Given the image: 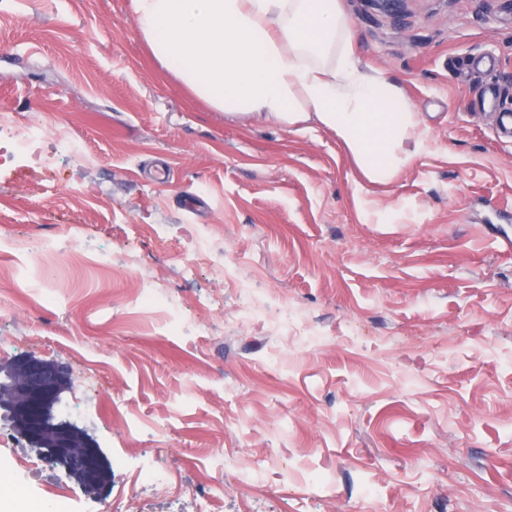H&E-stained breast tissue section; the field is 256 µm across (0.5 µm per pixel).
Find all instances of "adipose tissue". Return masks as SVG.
<instances>
[{
  "instance_id": "1",
  "label": "adipose tissue",
  "mask_w": 512,
  "mask_h": 512,
  "mask_svg": "<svg viewBox=\"0 0 512 512\" xmlns=\"http://www.w3.org/2000/svg\"><path fill=\"white\" fill-rule=\"evenodd\" d=\"M154 58L219 111L332 132L372 184L390 183L425 133L397 86L353 56L332 65L336 0H132Z\"/></svg>"
}]
</instances>
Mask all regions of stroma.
<instances>
[{
	"instance_id": "obj_1",
	"label": "stroma",
	"mask_w": 512,
	"mask_h": 512,
	"mask_svg": "<svg viewBox=\"0 0 512 512\" xmlns=\"http://www.w3.org/2000/svg\"><path fill=\"white\" fill-rule=\"evenodd\" d=\"M336 9L428 131L386 185L317 125L211 108L131 0H0V122L53 159L0 154V368L55 365L109 473L86 491L0 408L17 512H512V0ZM12 153L29 158L33 164L43 165L46 159L37 152L38 142L48 134L45 128L22 124L7 127Z\"/></svg>"
}]
</instances>
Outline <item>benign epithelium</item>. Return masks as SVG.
I'll return each instance as SVG.
<instances>
[{
    "label": "benign epithelium",
    "instance_id": "7a95c632",
    "mask_svg": "<svg viewBox=\"0 0 512 512\" xmlns=\"http://www.w3.org/2000/svg\"><path fill=\"white\" fill-rule=\"evenodd\" d=\"M0 381L8 409L17 429L49 463H60L74 476L91 480L99 469L94 452L79 444L76 434L53 422L49 408L58 396L61 377L56 368L34 356L22 359Z\"/></svg>",
    "mask_w": 512,
    "mask_h": 512
}]
</instances>
